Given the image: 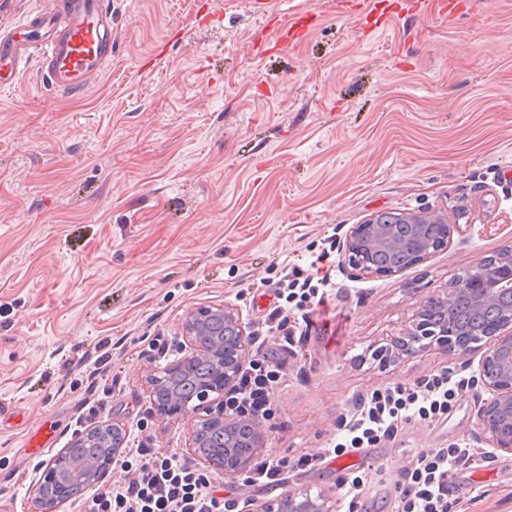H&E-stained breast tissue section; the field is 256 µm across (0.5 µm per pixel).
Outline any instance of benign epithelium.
<instances>
[{
  "mask_svg": "<svg viewBox=\"0 0 512 512\" xmlns=\"http://www.w3.org/2000/svg\"><path fill=\"white\" fill-rule=\"evenodd\" d=\"M436 228L434 245L417 251L413 255L412 265H419L435 253L447 249L457 231L454 224H438ZM376 240L385 241L393 250L401 248L400 241L388 235L384 226L379 224L376 213L369 215L360 224L351 225L347 231L342 252L354 277H393L403 272L398 266L382 265L374 261L372 243ZM505 291L512 292V246L455 275L444 294L431 296L424 301L415 322L405 337L399 339L398 345L404 351H412L415 344L427 340L444 349L453 358L481 352L472 384L487 391L490 398L479 410L478 425L491 447L512 454V309L481 336L460 335L452 320L458 296L466 295L479 304H490ZM219 314L224 315V327L233 336L231 341L224 342L222 348L200 339L204 335L202 324ZM182 336L187 341L189 352L176 365L205 360L219 362V376L196 389L198 406L209 410L208 421L228 430L244 426L250 432L249 455L236 457L230 452L224 460L206 459L209 465L224 470L225 475L240 478L247 474L251 462L263 448L262 423L246 413L227 415L222 408L212 409V404L216 402L212 395H220L236 384L253 351L249 327L236 309L227 305H208L192 309L186 314L182 323ZM110 427L117 439V445L112 449V459L105 466L92 462L82 464L92 480L101 479L108 466L120 460L122 429L113 423ZM245 512H332V509L324 500L319 503L309 498L299 501L296 496L287 493L275 503H265L257 511L247 509Z\"/></svg>",
  "mask_w": 512,
  "mask_h": 512,
  "instance_id": "7a95c632",
  "label": "benign epithelium"
}]
</instances>
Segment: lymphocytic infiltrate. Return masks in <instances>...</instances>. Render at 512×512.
Segmentation results:
<instances>
[{
	"mask_svg": "<svg viewBox=\"0 0 512 512\" xmlns=\"http://www.w3.org/2000/svg\"><path fill=\"white\" fill-rule=\"evenodd\" d=\"M330 282L327 275L315 285L307 279L282 276L275 284L279 303L263 320L267 335L285 331L288 311H297L301 319H308L316 307L324 304L326 296L321 289ZM280 379L279 369L267 355L255 353L236 385L225 393V412L270 418L273 393ZM458 387V382L442 371L410 385L397 383L375 390L361 399L344 441L292 462L264 458L255 463L249 480L254 485L276 486L282 484L288 469L302 470L331 455L374 447L396 436L404 422L415 418L428 423L446 419ZM482 456V451L464 439L452 448L421 449L414 463L400 474L404 494L397 512H448L450 472L472 466ZM123 471V478L94 493L87 512H236L238 507L237 501L225 496L223 487L216 485L213 478L174 454L160 458L149 449L132 448L126 454Z\"/></svg>",
	"mask_w": 512,
	"mask_h": 512,
	"instance_id": "obj_1",
	"label": "lymphocytic infiltrate"
}]
</instances>
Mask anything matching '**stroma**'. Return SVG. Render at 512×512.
<instances>
[{"mask_svg":"<svg viewBox=\"0 0 512 512\" xmlns=\"http://www.w3.org/2000/svg\"><path fill=\"white\" fill-rule=\"evenodd\" d=\"M448 1L288 0L313 19L287 42L249 0H112V60L83 97L33 57L0 89V512H34L47 463L104 422L202 465V412L175 420L149 395L185 354V314L225 304L257 325L281 267L311 274L378 211L429 208L457 230L393 277H352L333 252L325 304L262 345L281 369L265 455L320 452L375 389L476 373L475 353L393 347L428 297L512 245V0ZM105 338L109 369L89 379L78 361ZM483 402L464 386L447 419L404 424L361 461L356 500L335 462L284 490L396 512L416 453L464 439L486 458L451 473L448 512H512V454L483 438ZM47 421L59 436L29 454Z\"/></svg>","mask_w":512,"mask_h":512,"instance_id":"stroma-1","label":"stroma"}]
</instances>
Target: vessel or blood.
<instances>
[{
	"label": "vessel or blood",
	"instance_id": "1",
	"mask_svg": "<svg viewBox=\"0 0 512 512\" xmlns=\"http://www.w3.org/2000/svg\"><path fill=\"white\" fill-rule=\"evenodd\" d=\"M15 32H0V88L15 85L31 52L40 55L41 70L56 89L83 93L112 58V10L109 0H49L47 8L23 17Z\"/></svg>",
	"mask_w": 512,
	"mask_h": 512
}]
</instances>
